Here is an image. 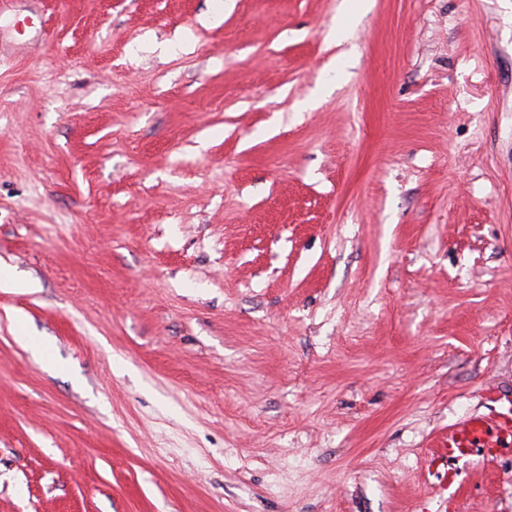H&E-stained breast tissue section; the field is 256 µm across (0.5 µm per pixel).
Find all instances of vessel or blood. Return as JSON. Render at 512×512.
Masks as SVG:
<instances>
[{"instance_id": "1", "label": "vessel or blood", "mask_w": 512, "mask_h": 512, "mask_svg": "<svg viewBox=\"0 0 512 512\" xmlns=\"http://www.w3.org/2000/svg\"><path fill=\"white\" fill-rule=\"evenodd\" d=\"M512 440V406L489 415L472 414L448 429L438 444L441 450H453L465 456L477 448H502Z\"/></svg>"}]
</instances>
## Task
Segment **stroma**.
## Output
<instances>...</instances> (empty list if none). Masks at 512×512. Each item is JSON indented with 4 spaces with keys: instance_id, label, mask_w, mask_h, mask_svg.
Returning a JSON list of instances; mask_svg holds the SVG:
<instances>
[{
    "instance_id": "1",
    "label": "stroma",
    "mask_w": 512,
    "mask_h": 512,
    "mask_svg": "<svg viewBox=\"0 0 512 512\" xmlns=\"http://www.w3.org/2000/svg\"><path fill=\"white\" fill-rule=\"evenodd\" d=\"M0 17V512H512V0ZM369 0H345L341 3L340 12L344 22L336 28V36L347 40L351 35L352 24L364 16L369 9ZM511 443L512 403L505 411L460 419L448 428V436L439 442L436 450L450 449L459 453L456 456H466L477 448H502Z\"/></svg>"
}]
</instances>
